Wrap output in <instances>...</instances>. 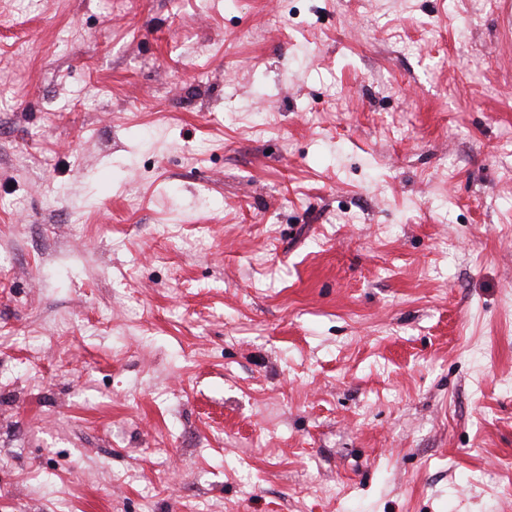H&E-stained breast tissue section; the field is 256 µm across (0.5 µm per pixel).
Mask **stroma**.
Instances as JSON below:
<instances>
[{"label":"stroma","mask_w":512,"mask_h":512,"mask_svg":"<svg viewBox=\"0 0 512 512\" xmlns=\"http://www.w3.org/2000/svg\"><path fill=\"white\" fill-rule=\"evenodd\" d=\"M0 0V512H512V0Z\"/></svg>","instance_id":"obj_1"}]
</instances>
